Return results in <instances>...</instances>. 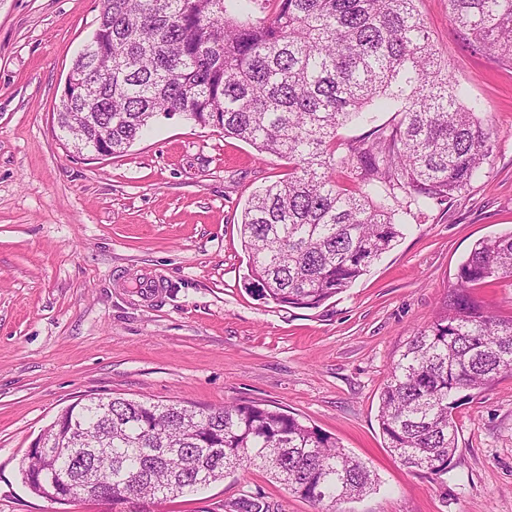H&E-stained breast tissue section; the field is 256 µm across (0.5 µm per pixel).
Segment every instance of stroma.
<instances>
[{
	"instance_id": "stroma-1",
	"label": "stroma",
	"mask_w": 512,
	"mask_h": 512,
	"mask_svg": "<svg viewBox=\"0 0 512 512\" xmlns=\"http://www.w3.org/2000/svg\"><path fill=\"white\" fill-rule=\"evenodd\" d=\"M416 7L496 129L493 152L452 199L400 206L393 248L345 292L300 309L247 285L240 233L249 196L287 178V160L178 114L124 154L77 152L54 113L100 0H0V512H102L38 497L20 474L33 441L86 395L297 415L378 478L340 512H512V375L462 399L443 477L405 468L378 424L393 362L460 264L512 232V59L470 48L448 0ZM247 492L273 512H315L256 466L153 512H224Z\"/></svg>"
}]
</instances>
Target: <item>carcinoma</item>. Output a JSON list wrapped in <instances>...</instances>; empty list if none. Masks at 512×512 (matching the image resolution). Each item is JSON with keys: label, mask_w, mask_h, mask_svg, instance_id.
I'll return each mask as SVG.
<instances>
[{"label": "carcinoma", "mask_w": 512, "mask_h": 512, "mask_svg": "<svg viewBox=\"0 0 512 512\" xmlns=\"http://www.w3.org/2000/svg\"><path fill=\"white\" fill-rule=\"evenodd\" d=\"M227 2L101 0L98 27L72 67L96 84L97 97L90 105L61 99L57 124L86 150L113 156L157 116L181 114L287 159L288 179L254 191L244 209L248 280L264 300L317 309L402 235L395 210L371 194L398 188L417 205L453 198L488 163L496 131L463 104L415 0H265L271 9L256 19ZM449 3L452 23L475 49L512 56V0ZM108 64L112 75L103 77ZM376 99L399 115L397 124L336 155L338 128L364 118ZM338 168L355 171L366 190L340 188ZM502 278H512V233L475 245L444 306L391 368L379 427L412 471L448 474L461 393L512 374V316L485 311L473 295ZM72 422L111 444L21 464L31 492L50 487L60 504L74 496L53 473L67 470L83 486L112 487V512H126L132 477L153 504L243 464L263 468L318 512H338L376 485L373 471L333 437L260 404L91 397L69 405L42 436L63 437ZM227 507L272 512L260 494Z\"/></svg>", "instance_id": "1"}]
</instances>
